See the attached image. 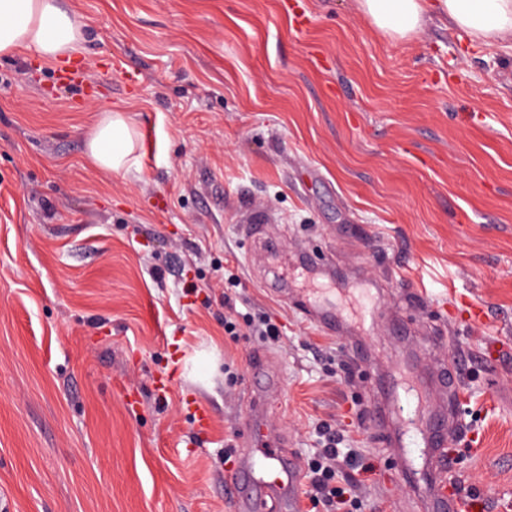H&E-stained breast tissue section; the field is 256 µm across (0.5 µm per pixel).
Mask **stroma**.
Instances as JSON below:
<instances>
[{
	"mask_svg": "<svg viewBox=\"0 0 512 512\" xmlns=\"http://www.w3.org/2000/svg\"><path fill=\"white\" fill-rule=\"evenodd\" d=\"M67 3L86 88L34 52L0 59V512H235L224 450L244 446L260 356L266 424L300 458L320 422L366 449L364 512H421L369 418L376 373L465 357L453 481L468 512H512V48L435 17L395 42L357 0ZM107 109L137 133L120 175L86 155ZM256 220L269 242L244 235ZM306 251L343 281L342 333L270 291ZM225 270L278 345L225 336Z\"/></svg>",
	"mask_w": 512,
	"mask_h": 512,
	"instance_id": "stroma-1",
	"label": "stroma"
}]
</instances>
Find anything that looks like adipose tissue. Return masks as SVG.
<instances>
[{
	"mask_svg": "<svg viewBox=\"0 0 512 512\" xmlns=\"http://www.w3.org/2000/svg\"><path fill=\"white\" fill-rule=\"evenodd\" d=\"M359 8L378 30L397 39L415 34L437 14L472 41H512V0H359ZM87 36L86 25L62 0H0V59L24 49L52 65L79 53ZM134 135L123 112L108 111L91 132L88 156L102 171L124 173L134 164Z\"/></svg>",
	"mask_w": 512,
	"mask_h": 512,
	"instance_id": "ef3b65f1",
	"label": "adipose tissue"
}]
</instances>
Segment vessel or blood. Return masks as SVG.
<instances>
[{
    "label": "vessel or blood",
    "mask_w": 512,
    "mask_h": 512,
    "mask_svg": "<svg viewBox=\"0 0 512 512\" xmlns=\"http://www.w3.org/2000/svg\"><path fill=\"white\" fill-rule=\"evenodd\" d=\"M290 303L311 323L336 332L340 321L336 301L329 289H296ZM383 394L384 404L374 412L375 420L390 427L400 450L399 460L407 471L419 462H433V475L424 486L430 512H460L462 504L448 489L447 468L443 464L450 437L446 426L429 425L432 415L428 399L414 376L396 369ZM266 392H257L253 401L248 449L240 458L229 482L236 512H265L268 501H276L279 512H301L300 479L303 468L294 452L288 451L287 437L265 433L263 409Z\"/></svg>",
    "instance_id": "1"
}]
</instances>
